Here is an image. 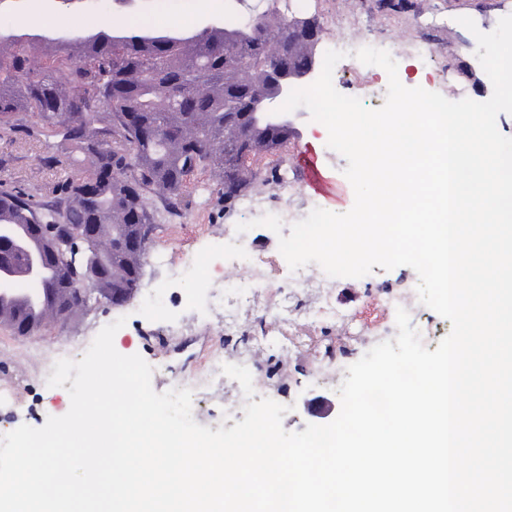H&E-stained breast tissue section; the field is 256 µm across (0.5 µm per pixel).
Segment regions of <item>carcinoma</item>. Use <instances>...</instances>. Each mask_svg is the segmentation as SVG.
I'll return each mask as SVG.
<instances>
[{"label": "carcinoma", "instance_id": "carcinoma-1", "mask_svg": "<svg viewBox=\"0 0 512 512\" xmlns=\"http://www.w3.org/2000/svg\"><path fill=\"white\" fill-rule=\"evenodd\" d=\"M266 2L264 11L241 25L177 36L134 23L76 36L0 27V129H23L35 138L50 133V164L68 163L77 154L88 162L87 172L66 180L54 202L0 183V225L23 226L36 248L53 229L59 237L68 227L96 225L84 273L97 279L100 295L131 292L144 256L120 251L130 215L138 216L137 232L148 243L156 221L151 201L159 198L167 213L175 211L194 172L218 173L224 203L231 206L265 183L246 161L281 144L266 139L260 107L275 95L276 69L315 51L281 0ZM159 39L170 41L162 54L155 50ZM34 52L42 60L37 70L30 64ZM131 108L141 113L139 127L123 120ZM28 113L38 117L37 127L23 124ZM108 170L112 176L99 179L96 195L82 194L86 182ZM27 261L24 250L0 256V265L14 271ZM70 284L71 275L58 268L40 282L39 302L58 319L85 307ZM6 322L13 327L37 320L17 302Z\"/></svg>", "mask_w": 512, "mask_h": 512}]
</instances>
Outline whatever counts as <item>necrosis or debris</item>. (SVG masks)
<instances>
[{
    "mask_svg": "<svg viewBox=\"0 0 512 512\" xmlns=\"http://www.w3.org/2000/svg\"><path fill=\"white\" fill-rule=\"evenodd\" d=\"M229 237L224 267L243 271L244 276L224 280V295L219 304L224 309L225 335H239L238 315L242 309L261 305L263 314L273 317L276 332L288 334L279 352L282 361L287 362L301 355L304 344L313 336L335 328V339L324 350L315 352L310 360L318 378L340 379L358 345L370 340L382 342L395 336L397 308H404L415 317L422 314V305L412 283H388L369 293L371 299L378 301L385 317L376 329H367L352 311L340 305L329 280L304 274L288 288L274 286L268 280L266 258L249 252L247 234L233 230Z\"/></svg>",
    "mask_w": 512,
    "mask_h": 512,
    "instance_id": "4bbe7bcc",
    "label": "necrosis or debris"
}]
</instances>
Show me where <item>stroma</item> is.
Returning <instances> with one entry per match:
<instances>
[{"label":"stroma","instance_id":"35a3bbf8","mask_svg":"<svg viewBox=\"0 0 512 512\" xmlns=\"http://www.w3.org/2000/svg\"><path fill=\"white\" fill-rule=\"evenodd\" d=\"M265 7L264 0H132L128 5L117 0H0V23L15 29L44 26L71 35L150 19L155 30L185 33L223 24L231 15L247 17ZM291 8L296 16L316 19L318 54L335 49L337 40L360 35L392 55L404 86L421 87L457 101L487 99L493 92L476 56L475 32L460 25V17L471 18L478 30L490 32L502 17L512 15V0H293ZM413 41L427 46L430 56H413L409 51ZM334 72V87L341 94L359 98L371 109L384 104L388 76L381 67L362 64L349 55L336 64ZM291 116L297 135L280 149V156L292 166L300 151L312 150L337 182L345 183L348 162L328 147L325 126L313 121L303 107ZM44 154L43 141L0 129V183L21 190H49L85 168L81 162L47 165ZM223 192L213 172H195L186 183L182 222L174 231L169 228L171 217L165 213L164 203H157L161 216L148 246L138 293L126 305L115 307L96 296L78 315L44 324L31 336L14 335L0 325V382L11 383L20 395L15 402L0 401V435L23 424L39 428L48 417L66 414L70 396L65 388L48 386L47 373L59 359L80 360L98 332L118 318H125L126 323L114 337L116 350L140 355L153 365L151 384L159 393L175 387L171 376L156 370L162 353L180 363L200 351L223 347L224 320L209 308L211 294L223 291V281L201 284L186 276L179 278L154 261L159 252L167 253L177 264L202 254L215 268H223L225 225L253 218L242 204L225 208ZM407 272L404 266L389 271L377 266L361 278L337 279L336 298L362 320L375 323L381 312L369 300L368 289L396 281ZM146 292L155 293L153 304H143ZM262 361L271 372L262 384L237 360H229L228 369L235 374L239 391L248 397L259 386L278 387L291 381L292 393L286 400L290 410L282 420L285 430L301 432L307 424L324 425L338 416L339 381L309 376L308 357L294 359L284 377L277 374L281 359L276 352H265ZM192 415L197 423L213 430L235 424L224 414V388L220 385L194 398Z\"/></svg>","mask_w":512,"mask_h":512}]
</instances>
